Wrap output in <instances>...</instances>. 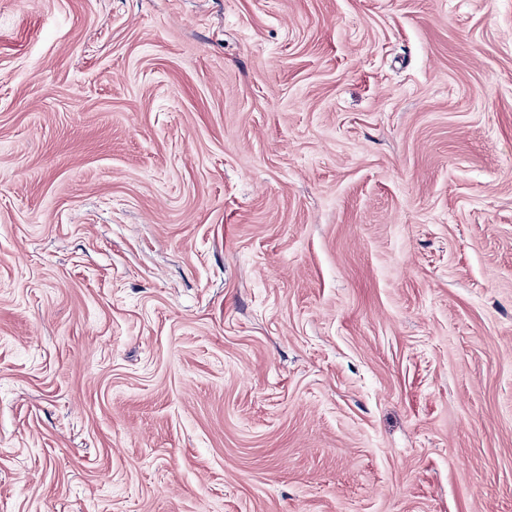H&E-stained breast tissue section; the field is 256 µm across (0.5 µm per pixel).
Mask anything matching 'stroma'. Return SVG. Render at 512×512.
Here are the masks:
<instances>
[{
    "label": "stroma",
    "instance_id": "obj_1",
    "mask_svg": "<svg viewBox=\"0 0 512 512\" xmlns=\"http://www.w3.org/2000/svg\"><path fill=\"white\" fill-rule=\"evenodd\" d=\"M0 512H512V0H0Z\"/></svg>",
    "mask_w": 512,
    "mask_h": 512
}]
</instances>
